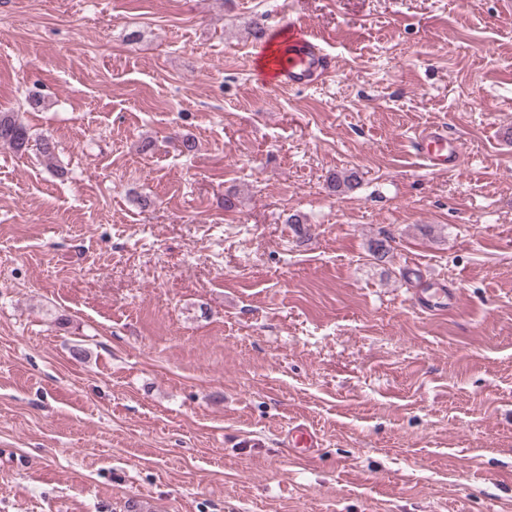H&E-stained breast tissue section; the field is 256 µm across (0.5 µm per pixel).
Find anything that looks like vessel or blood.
<instances>
[{
    "mask_svg": "<svg viewBox=\"0 0 512 512\" xmlns=\"http://www.w3.org/2000/svg\"><path fill=\"white\" fill-rule=\"evenodd\" d=\"M287 29V35L262 42L253 62L265 66L273 87L305 88L315 75L328 73L331 59L313 43L305 28L291 23ZM411 144L416 155L433 171L455 169L462 161L461 145L449 138L446 127L423 128Z\"/></svg>",
    "mask_w": 512,
    "mask_h": 512,
    "instance_id": "b4317fda",
    "label": "vessel or blood"
}]
</instances>
